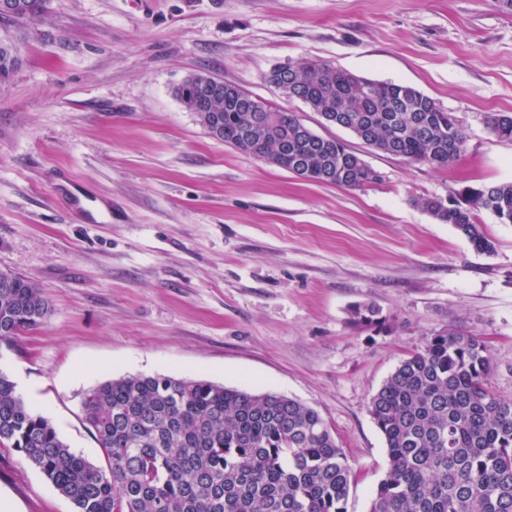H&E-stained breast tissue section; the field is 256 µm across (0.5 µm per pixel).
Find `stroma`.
Returning <instances> with one entry per match:
<instances>
[{
  "label": "stroma",
  "instance_id": "stroma-1",
  "mask_svg": "<svg viewBox=\"0 0 512 512\" xmlns=\"http://www.w3.org/2000/svg\"><path fill=\"white\" fill-rule=\"evenodd\" d=\"M21 63L0 90V269L35 280L52 311L0 371L76 452L100 462L83 394L166 374L316 409L352 468L347 512H368L387 465L369 402L445 329L487 344L512 399V224L480 214L483 254L417 207L512 182V9L499 0H47L0 21ZM308 58L412 86L467 140L439 170L376 151L282 98L266 76ZM206 72L295 112L382 176L309 182L211 138L175 95ZM357 305L383 319L362 327ZM15 512H74L0 447ZM12 9L8 13L0 11V20L23 24L29 20L38 19L45 5V0H10ZM485 124L495 137L503 140H512V114L490 113L485 118Z\"/></svg>",
  "mask_w": 512,
  "mask_h": 512
}]
</instances>
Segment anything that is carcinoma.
Segmentation results:
<instances>
[{
    "label": "carcinoma",
    "instance_id": "carcinoma-1",
    "mask_svg": "<svg viewBox=\"0 0 512 512\" xmlns=\"http://www.w3.org/2000/svg\"><path fill=\"white\" fill-rule=\"evenodd\" d=\"M12 2L0 20L15 24L39 18L45 5ZM19 62L17 46L0 40V84ZM267 80L386 154L442 170L463 155L466 134L452 113L410 85L313 59L276 66ZM175 94L210 137L301 179L347 188L380 181L342 142L235 84L199 73ZM485 124L512 140L511 113H490ZM416 204L490 254L478 212L512 224V183ZM50 312L36 282L0 270V347L13 348ZM378 315L372 306L351 310L357 324L374 325ZM490 373L484 341L456 329L400 361L370 400L388 461L369 512H512V400L492 391ZM81 408L100 465L30 410L0 371V447L21 453L74 512H347V458L318 411L296 399L155 374L108 380L85 393Z\"/></svg>",
    "mask_w": 512,
    "mask_h": 512
}]
</instances>
